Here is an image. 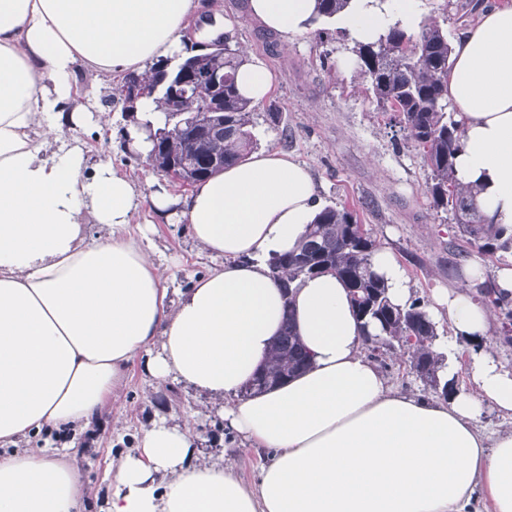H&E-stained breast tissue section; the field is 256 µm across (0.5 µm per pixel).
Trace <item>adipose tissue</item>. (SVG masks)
I'll list each match as a JSON object with an SVG mask.
<instances>
[{
  "mask_svg": "<svg viewBox=\"0 0 512 512\" xmlns=\"http://www.w3.org/2000/svg\"><path fill=\"white\" fill-rule=\"evenodd\" d=\"M419 0L380 10L351 0L336 22L360 41L420 23ZM315 0H249L267 29L300 35ZM197 0H0V512H83L73 444L15 450L41 432L96 421L133 359L160 382L208 395L244 440L274 456L255 486L234 460L200 458L189 431L143 430L114 475L108 512H512V429L487 439L485 409L512 417V369L481 341L492 313L478 300L480 261L438 291L455 339L473 343L470 385L445 399L393 389L363 350L347 288L324 274L292 303L313 355L303 375L240 399L280 330L285 301L268 260L294 250L320 208L314 177L267 150L195 185L182 204L198 246L222 265L175 308L141 243L121 237L137 206L109 163L48 155L59 124L82 119L75 74L147 70L182 47ZM448 99L462 129L457 176L512 234V0H491L454 44ZM71 104L62 112V104ZM107 228L84 240V221ZM372 268L392 302L411 292L393 255Z\"/></svg>",
  "mask_w": 512,
  "mask_h": 512,
  "instance_id": "obj_1",
  "label": "adipose tissue"
}]
</instances>
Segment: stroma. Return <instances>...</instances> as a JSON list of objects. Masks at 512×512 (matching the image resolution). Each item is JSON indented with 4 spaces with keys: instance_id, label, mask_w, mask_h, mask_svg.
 <instances>
[{
    "instance_id": "obj_1",
    "label": "stroma",
    "mask_w": 512,
    "mask_h": 512,
    "mask_svg": "<svg viewBox=\"0 0 512 512\" xmlns=\"http://www.w3.org/2000/svg\"><path fill=\"white\" fill-rule=\"evenodd\" d=\"M470 0H421L424 20L437 21L449 40L476 22ZM217 21L230 22L233 42L245 60H258L275 76L257 113L278 112L276 122L259 121L253 130L257 149L288 153L307 165L318 185L323 205L355 208L379 248L389 250L405 271L413 297L432 305L438 289L463 278L467 257H479L488 281L502 267H512V249L492 254L468 247L457 224L435 212L428 191L430 171L420 151L404 138L399 127L366 93L365 81L354 69L349 36L334 22L323 31L296 36L268 32L246 10V0H218ZM120 74L102 80L81 72L76 76L88 119L63 123L53 150L78 147L86 158V173L98 162L126 173L137 188L138 208L127 228L143 235V245L163 270L167 307H174L200 276L215 268V259L203 252L181 217V201L188 188L170 182L148 168L144 159L124 149L131 127L120 106L103 105L107 91L117 87ZM167 192L173 203L164 213L154 212L150 197ZM190 428L195 445L214 463L234 458L247 483H256L269 451L251 447L221 418L205 396L176 382L160 385L147 375L144 357H136L116 402L103 408L95 439L78 465L84 475L85 512H107L109 475L122 456L135 452L140 434L156 420Z\"/></svg>"
}]
</instances>
